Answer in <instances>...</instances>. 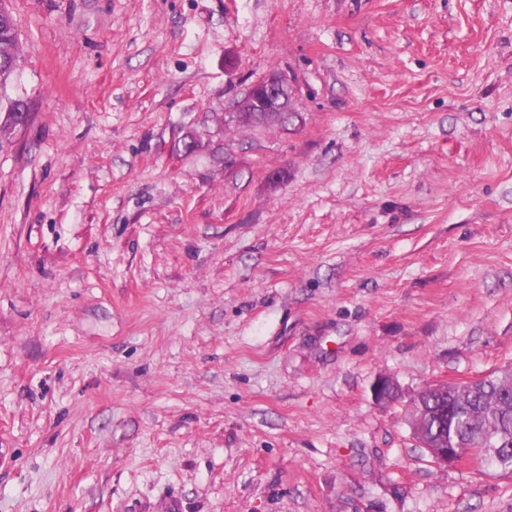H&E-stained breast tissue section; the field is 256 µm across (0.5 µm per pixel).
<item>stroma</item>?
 <instances>
[{"mask_svg":"<svg viewBox=\"0 0 512 512\" xmlns=\"http://www.w3.org/2000/svg\"><path fill=\"white\" fill-rule=\"evenodd\" d=\"M0 1V512H512L409 425L512 365V0ZM18 40L11 14L1 7L0 1V55L18 56ZM292 91L286 77L277 71L251 84L233 108L235 124L246 126L259 114L274 117L292 115ZM29 108L25 100L0 95V147L3 143H10L9 136L13 134L11 122L15 112H22Z\"/></svg>","mask_w":512,"mask_h":512,"instance_id":"35a3bbf8","label":"stroma"}]
</instances>
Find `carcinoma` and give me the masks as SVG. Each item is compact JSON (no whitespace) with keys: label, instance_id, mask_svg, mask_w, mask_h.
Here are the masks:
<instances>
[{"label":"carcinoma","instance_id":"cac0c4a2","mask_svg":"<svg viewBox=\"0 0 512 512\" xmlns=\"http://www.w3.org/2000/svg\"><path fill=\"white\" fill-rule=\"evenodd\" d=\"M18 40L11 14L0 7V55H17ZM28 107L25 100L0 95V145L10 142L14 114ZM459 404L456 419L441 425L437 413L447 406V397L436 391L422 393L421 401L431 416L416 439L429 446L448 444L463 458L484 463L483 455L495 449L498 461L492 468L512 474V367L502 372L451 384Z\"/></svg>","mask_w":512,"mask_h":512}]
</instances>
